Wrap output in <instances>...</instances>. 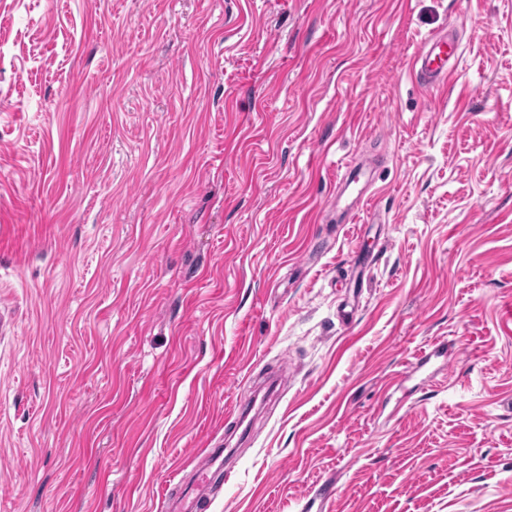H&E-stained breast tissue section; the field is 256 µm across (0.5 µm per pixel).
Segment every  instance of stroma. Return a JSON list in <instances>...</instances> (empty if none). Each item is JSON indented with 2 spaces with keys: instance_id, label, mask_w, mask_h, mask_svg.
<instances>
[{
  "instance_id": "stroma-1",
  "label": "stroma",
  "mask_w": 512,
  "mask_h": 512,
  "mask_svg": "<svg viewBox=\"0 0 512 512\" xmlns=\"http://www.w3.org/2000/svg\"><path fill=\"white\" fill-rule=\"evenodd\" d=\"M1 307L0 512H512V0H0ZM462 57L458 41L452 35H433L422 41L416 65L429 87L444 83L448 72L457 68ZM222 454L223 451L217 448L204 449L197 453L195 456V472L199 481L210 483L214 477H219L224 473L221 463L215 468Z\"/></svg>"
}]
</instances>
